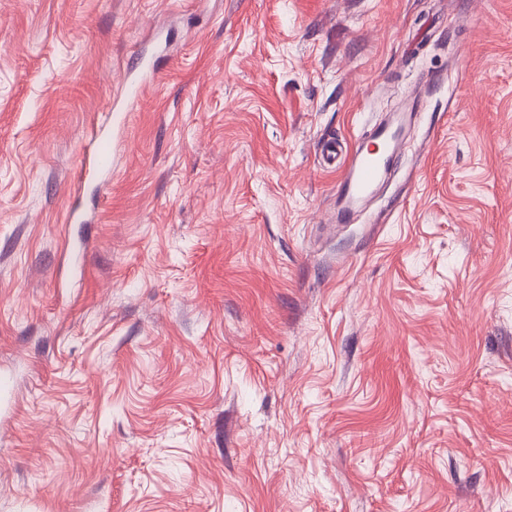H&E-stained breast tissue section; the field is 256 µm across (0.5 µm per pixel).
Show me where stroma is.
<instances>
[{
	"label": "stroma",
	"mask_w": 512,
	"mask_h": 512,
	"mask_svg": "<svg viewBox=\"0 0 512 512\" xmlns=\"http://www.w3.org/2000/svg\"><path fill=\"white\" fill-rule=\"evenodd\" d=\"M0 373V512H512V0H0ZM110 109L102 113L101 119L93 124L87 136L86 151L75 172L74 181H83L96 173L108 171L112 165V146L106 136V129L112 125ZM372 135L378 141V150L352 149L346 172L336 187L341 202L337 221L340 224L351 221L358 204L372 193L395 154L399 141L397 129L380 128Z\"/></svg>",
	"instance_id": "obj_1"
}]
</instances>
